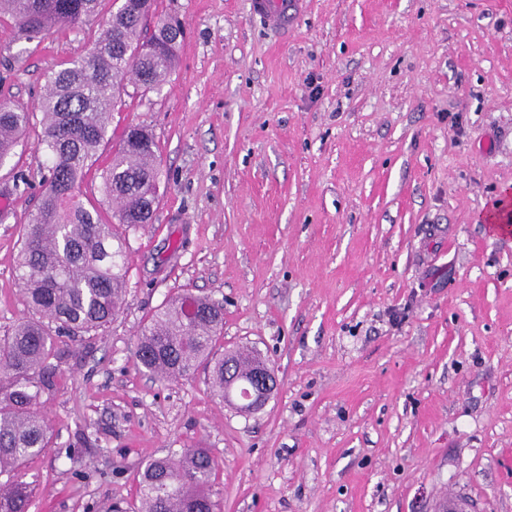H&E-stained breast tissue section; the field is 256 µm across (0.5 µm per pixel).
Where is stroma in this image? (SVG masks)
I'll use <instances>...</instances> for the list:
<instances>
[{
  "instance_id": "1",
  "label": "stroma",
  "mask_w": 512,
  "mask_h": 512,
  "mask_svg": "<svg viewBox=\"0 0 512 512\" xmlns=\"http://www.w3.org/2000/svg\"><path fill=\"white\" fill-rule=\"evenodd\" d=\"M304 2L277 33L251 0H156L186 30L176 66L108 134L152 129L161 201L117 318L42 399L28 512H132L146 463L198 444L218 512H512V235L477 221L512 188V0ZM114 9L31 42L1 18L0 101L35 110ZM41 132L0 165V334ZM182 288L223 304L219 351L274 367L258 411L137 365Z\"/></svg>"
}]
</instances>
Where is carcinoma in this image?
<instances>
[{
  "label": "carcinoma",
  "instance_id": "obj_1",
  "mask_svg": "<svg viewBox=\"0 0 512 512\" xmlns=\"http://www.w3.org/2000/svg\"><path fill=\"white\" fill-rule=\"evenodd\" d=\"M101 0H0V16L15 22L31 42L54 29L74 27L98 12ZM154 0H121L103 22L89 52L48 76L40 102V146L47 158L37 212L23 225L16 272L31 316L0 336V512H27L32 489L21 471L51 447L38 413L55 391L67 341L92 344L118 315L127 288V233L152 223L159 204L157 144L142 126L127 127L101 174L103 198L115 206L105 222L84 202L81 185L98 159L109 117L132 84L146 91L166 82L175 67L183 31L169 20L146 27ZM33 113L0 102V164L31 125ZM198 313L184 314L188 299ZM224 308L184 289L141 327L136 357L145 370L178 379L212 365L213 394L228 400L236 383L263 362L251 350L214 358L222 338ZM217 461L206 448L152 460L141 473L139 512H215L211 499Z\"/></svg>",
  "mask_w": 512,
  "mask_h": 512
}]
</instances>
